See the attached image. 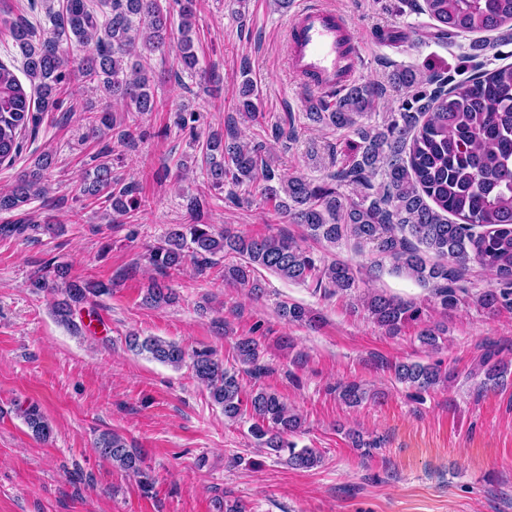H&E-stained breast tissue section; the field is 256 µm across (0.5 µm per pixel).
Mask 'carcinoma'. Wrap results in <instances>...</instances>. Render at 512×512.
I'll list each match as a JSON object with an SVG mask.
<instances>
[{"label":"carcinoma","instance_id":"cac0c4a2","mask_svg":"<svg viewBox=\"0 0 512 512\" xmlns=\"http://www.w3.org/2000/svg\"><path fill=\"white\" fill-rule=\"evenodd\" d=\"M46 0L45 17L51 36L37 37L25 19L8 24L13 45L21 56L24 87L14 70L0 61V165L13 164L23 147L22 133L36 129L39 112H55L62 106L64 87L71 73L74 51H93L80 58L79 72L113 103L127 112H157L162 107L153 86L152 57L176 44L175 76L200 70L193 38L196 0ZM408 5L435 22L439 36L452 40L470 34L467 58L471 74L459 80L453 74L435 73L428 79L415 69L403 67L393 82L409 95L400 111L391 114L381 129H368L361 119L374 108L378 89L370 83H353L343 90L328 91L308 101L312 120L336 128L357 130L360 142L353 146L349 162L329 175L335 185L316 184L302 177H275L262 155V146L213 132L192 147L201 154L198 169L207 187L222 190L227 184L251 185L263 181L262 195L274 208L304 226L307 236L336 245L352 240L355 246H371L378 260L366 271L373 275L388 259L393 270L433 289L443 312L460 302L461 270L475 260L500 287L488 288L476 299L482 309L494 312L512 306V63L486 69L481 58L512 35V0H408ZM179 15L178 29L172 16ZM497 37L490 39L488 34ZM68 48H61L62 43ZM241 81L235 111L243 120L257 117L259 91L248 76ZM54 155L45 151L33 166L20 172L15 184L0 192V213L12 212L47 194L46 181L54 167ZM381 177L379 186L372 179ZM354 187L355 195L337 191ZM83 194L103 200L105 208L125 214L136 203L134 187L120 185L112 162L102 156ZM56 235L57 224H0V238H29L31 232ZM438 257L432 262L428 253ZM220 253L237 254L245 265L224 268V280L249 288L260 296L262 287L251 280L253 265L264 267L294 283H315V289L348 292L358 286L361 271L335 261L317 265L312 254L295 240L281 235L253 237L226 227L217 232L211 224H175L164 244L150 253V263L160 270H176L187 258L203 262ZM31 286L62 295L53 302L57 320L78 329L75 314L80 306L109 291L101 282L73 278L59 268L55 278L35 272ZM173 289L156 281L145 288L144 301L152 307L172 303ZM369 317L379 327L397 332L421 320L413 303L367 293L361 297ZM280 316L289 323L312 324L318 315L297 304L280 305ZM440 329L425 326L417 338L425 346H439ZM126 346L138 354L180 369L187 365L193 377L236 421L244 415L253 420L250 434L256 443L273 451H288V463L311 469L321 462L313 448L296 449L289 436L302 427L301 417L274 392L259 387L246 394L237 374L209 349L188 351L185 346L155 336L126 337ZM237 360L250 374L264 372L260 345L252 336L235 343ZM394 377L421 390L447 381L436 366L402 362L390 366ZM350 406L368 398L366 389L352 381L337 387ZM23 418L37 438L47 441L52 429L41 411L30 406ZM95 446L100 455L124 471L143 474L141 454L113 432H103Z\"/></svg>","mask_w":512,"mask_h":512}]
</instances>
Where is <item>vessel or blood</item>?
I'll use <instances>...</instances> for the list:
<instances>
[{
	"instance_id": "b4317fda",
	"label": "vessel or blood",
	"mask_w": 512,
	"mask_h": 512,
	"mask_svg": "<svg viewBox=\"0 0 512 512\" xmlns=\"http://www.w3.org/2000/svg\"><path fill=\"white\" fill-rule=\"evenodd\" d=\"M289 67L316 89L341 88L356 71L352 30L342 15L318 4L303 6L286 27Z\"/></svg>"
}]
</instances>
